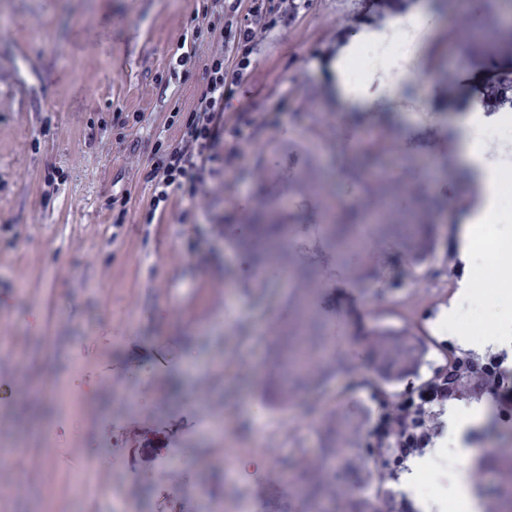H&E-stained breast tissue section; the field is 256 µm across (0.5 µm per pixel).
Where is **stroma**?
<instances>
[{"label":"stroma","mask_w":512,"mask_h":512,"mask_svg":"<svg viewBox=\"0 0 512 512\" xmlns=\"http://www.w3.org/2000/svg\"><path fill=\"white\" fill-rule=\"evenodd\" d=\"M421 0H310L259 39L250 74L225 110L267 113L243 160L195 195L173 191L149 209L145 176L206 86L204 65L231 39L224 0H0V446L34 435L61 452L48 483L33 482L21 457L8 460L20 493L0 512H77L62 476L97 466L123 479L141 512H211V497H244L249 512H302L294 485L261 498L264 470L225 481L224 451L256 436L247 417L271 358L263 329L292 316L288 282L256 292L257 266L235 242L263 216L288 227V264L309 270L310 304L345 373L329 386L359 430L340 438L355 461L368 457L373 407L361 378L377 379L380 349L364 331L377 305L385 325L408 330L428 350L393 390L421 382L448 336L436 329L458 281L443 270L450 236L466 214L434 224L430 258L386 232L376 256H340L325 238L324 197L312 194L333 167L347 168L336 192L374 202L412 198L429 220L449 198L469 196L471 175L454 129L486 77L512 66V41L469 35L486 24L475 0H435L441 23L428 38L433 72L404 113L360 110L338 70L350 65L355 34L386 32ZM435 287L411 288L417 274ZM488 418L465 436L448 431L424 458L455 466L450 444L512 446V418L487 399ZM288 421L267 416L282 458L302 456L296 482L313 480L324 446L323 401L298 404ZM177 459L179 481L159 478ZM208 485L211 497L188 495Z\"/></svg>","instance_id":"obj_1"}]
</instances>
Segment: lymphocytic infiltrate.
<instances>
[{
	"instance_id": "f902f5d3",
	"label": "lymphocytic infiltrate",
	"mask_w": 512,
	"mask_h": 512,
	"mask_svg": "<svg viewBox=\"0 0 512 512\" xmlns=\"http://www.w3.org/2000/svg\"><path fill=\"white\" fill-rule=\"evenodd\" d=\"M285 0H229L224 22L234 29L232 59L213 57L206 65L207 83L182 126L179 143L158 158L147 175L152 208L167 203L171 190L195 195L208 177L217 175L221 156L242 158L243 148L264 125L261 117L240 118L227 127L224 101L244 80L251 55L262 34L275 23ZM502 355L455 357L437 364L426 379L399 393L375 391L378 411L367 430V445L377 461L392 460L388 481L425 449L434 447L445 430L443 415L452 402L495 392L500 406L512 411V375L502 368Z\"/></svg>"
}]
</instances>
